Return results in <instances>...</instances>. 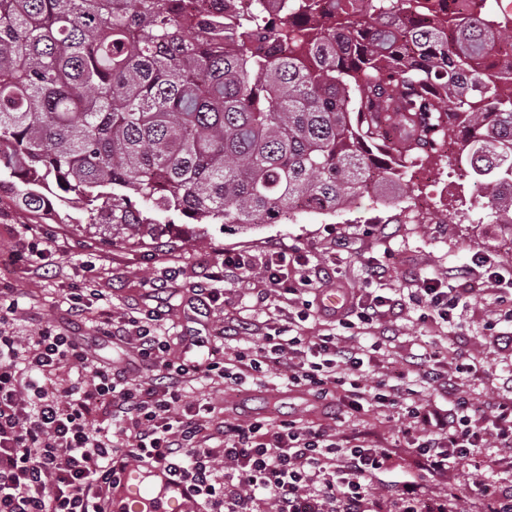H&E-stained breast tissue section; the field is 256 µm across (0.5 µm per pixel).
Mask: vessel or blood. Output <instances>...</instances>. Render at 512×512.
Instances as JSON below:
<instances>
[{
	"label": "vessel or blood",
	"mask_w": 512,
	"mask_h": 512,
	"mask_svg": "<svg viewBox=\"0 0 512 512\" xmlns=\"http://www.w3.org/2000/svg\"><path fill=\"white\" fill-rule=\"evenodd\" d=\"M196 505L183 483L162 468L143 474L127 468L108 490L106 512H194Z\"/></svg>",
	"instance_id": "vessel-or-blood-1"
}]
</instances>
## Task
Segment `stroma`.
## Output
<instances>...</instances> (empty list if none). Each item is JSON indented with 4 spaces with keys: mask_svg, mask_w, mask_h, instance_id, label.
Masks as SVG:
<instances>
[{
    "mask_svg": "<svg viewBox=\"0 0 512 512\" xmlns=\"http://www.w3.org/2000/svg\"><path fill=\"white\" fill-rule=\"evenodd\" d=\"M423 168L425 178L403 179L395 202L371 190L345 209L300 211L288 221L245 233L232 224H181L176 215L159 212L158 232L143 244L101 239L81 210H73V223L63 224L34 216L17 207L11 196L0 194V259L16 256L8 273L0 275V294L17 304L16 313L7 318L9 330L29 336L51 324L85 339L92 354L122 367L127 359L121 349L98 337L93 316L99 310H110L117 322L145 310L159 312L172 352L181 357L205 352L224 326L240 320L250 323L255 341L295 326L308 336L335 334L357 343L360 335L321 313L314 294L266 292L257 272L235 285L219 281L225 251L247 250L259 257L273 247L289 249L300 258L291 274L310 275L322 268L331 273L329 287L387 297L453 268L466 271L469 288L467 304L455 311L453 324L421 322L419 310L410 305L383 313L381 330L392 341L375 353V373L387 375L434 345L450 353L462 351L483 372L477 377L457 374L459 389L481 403L506 379L499 369L504 351L498 335L512 330V324L500 321L499 292L489 286L474 257L492 255L501 273L512 272V230L491 221L489 190L464 188L454 160L433 159ZM47 243L52 250L46 254L42 248ZM45 264L52 267L46 276L41 273ZM372 265L384 268L383 278L368 280ZM201 288L215 290L210 305H199L196 292ZM260 291L267 299L259 305L255 295ZM71 292L80 294L89 317L69 314L63 298ZM304 309L309 317L302 321L298 314ZM188 396L197 404L212 403L218 419L235 424L262 416L274 427L283 420L323 424L327 412L336 409L335 404L315 402L307 390H288L275 377L226 389L196 383ZM404 415L400 407L349 415L336 429L375 432L393 441Z\"/></svg>",
    "mask_w": 512,
    "mask_h": 512,
    "instance_id": "stroma-1",
    "label": "stroma"
}]
</instances>
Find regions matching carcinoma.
I'll return each mask as SVG.
<instances>
[{
    "label": "carcinoma",
    "instance_id": "cac0c4a2",
    "mask_svg": "<svg viewBox=\"0 0 512 512\" xmlns=\"http://www.w3.org/2000/svg\"><path fill=\"white\" fill-rule=\"evenodd\" d=\"M0 0V191L151 238L249 230L448 154L512 209V15L487 0ZM454 100L455 110L448 108Z\"/></svg>",
    "mask_w": 512,
    "mask_h": 512
}]
</instances>
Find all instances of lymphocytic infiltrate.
I'll use <instances>...</instances> for the list:
<instances>
[{
    "mask_svg": "<svg viewBox=\"0 0 512 512\" xmlns=\"http://www.w3.org/2000/svg\"><path fill=\"white\" fill-rule=\"evenodd\" d=\"M287 250L264 261L225 255L221 278L238 283L261 271L271 290L297 285L321 291L328 273L290 279ZM465 292L440 279L400 292L398 299L356 296L339 324L356 317L371 329L383 307L413 304L422 319L450 321ZM161 317L150 311L122 324L103 317L105 341L133 344L136 372L98 361L77 337L45 327L19 339L0 325V512H101L97 491L120 479L130 463L171 469L196 492L200 512H458L456 492L402 480L374 491L372 480L394 462L392 446L373 433L340 434L331 426L288 421L269 430L262 421L213 419L214 406L187 402L191 381L238 383L277 369L288 387L338 393V406L356 413L405 404L401 427L429 480L447 481L451 464L468 461L483 512H512V391L481 404L461 395L436 368L402 367L399 382L370 381L367 349L336 336L266 335L242 348L240 327L200 359L175 356ZM436 384L447 407L409 400L403 382Z\"/></svg>",
    "mask_w": 512,
    "mask_h": 512,
    "instance_id": "f902f5d3",
    "label": "lymphocytic infiltrate"
}]
</instances>
